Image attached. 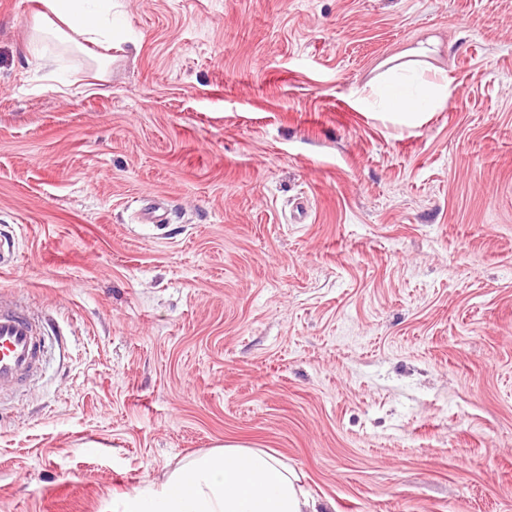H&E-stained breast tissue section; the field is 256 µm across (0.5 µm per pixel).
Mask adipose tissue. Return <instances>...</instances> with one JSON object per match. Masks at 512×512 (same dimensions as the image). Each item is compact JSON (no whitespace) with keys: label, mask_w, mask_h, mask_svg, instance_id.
Segmentation results:
<instances>
[{"label":"adipose tissue","mask_w":512,"mask_h":512,"mask_svg":"<svg viewBox=\"0 0 512 512\" xmlns=\"http://www.w3.org/2000/svg\"><path fill=\"white\" fill-rule=\"evenodd\" d=\"M34 15L33 42L54 40L88 57L94 80H105L110 58L105 51L117 38L112 0H41ZM437 42L427 39L393 56L371 94L383 111L400 123L418 124L428 107L451 96L449 77L428 84L418 78L429 70ZM127 512H318L297 474L263 450L228 445L192 458L175 470L160 489L135 495Z\"/></svg>","instance_id":"ef3b65f1"}]
</instances>
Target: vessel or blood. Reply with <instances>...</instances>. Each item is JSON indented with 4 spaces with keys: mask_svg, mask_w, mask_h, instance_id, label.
<instances>
[{
    "mask_svg": "<svg viewBox=\"0 0 512 512\" xmlns=\"http://www.w3.org/2000/svg\"><path fill=\"white\" fill-rule=\"evenodd\" d=\"M47 335L44 324L27 308L0 302V390H10L39 369Z\"/></svg>",
    "mask_w": 512,
    "mask_h": 512,
    "instance_id": "obj_1",
    "label": "vessel or blood"
}]
</instances>
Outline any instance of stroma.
Here are the masks:
<instances>
[{"mask_svg":"<svg viewBox=\"0 0 512 512\" xmlns=\"http://www.w3.org/2000/svg\"><path fill=\"white\" fill-rule=\"evenodd\" d=\"M0 0V512H123L219 445L320 512H512V0H112L107 80ZM438 42L447 106L360 101ZM45 325L28 308L0 302V390L40 368Z\"/></svg>","mask_w":512,"mask_h":512,"instance_id":"35a3bbf8","label":"stroma"}]
</instances>
